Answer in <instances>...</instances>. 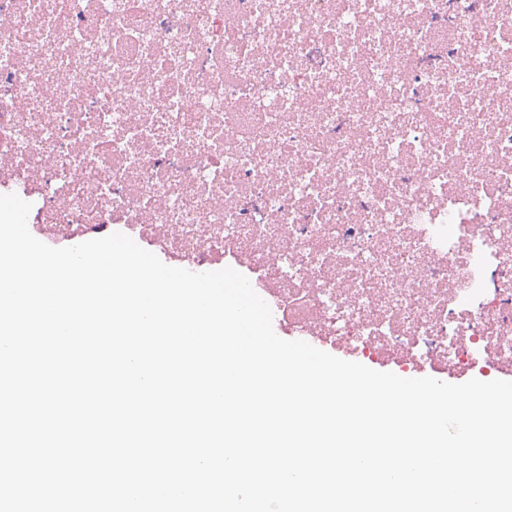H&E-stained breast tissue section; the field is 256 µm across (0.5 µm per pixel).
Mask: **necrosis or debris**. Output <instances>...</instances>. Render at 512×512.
<instances>
[{
  "mask_svg": "<svg viewBox=\"0 0 512 512\" xmlns=\"http://www.w3.org/2000/svg\"><path fill=\"white\" fill-rule=\"evenodd\" d=\"M0 192L290 335L511 377L512 0H0Z\"/></svg>",
  "mask_w": 512,
  "mask_h": 512,
  "instance_id": "necrosis-or-debris-1",
  "label": "necrosis or debris"
}]
</instances>
